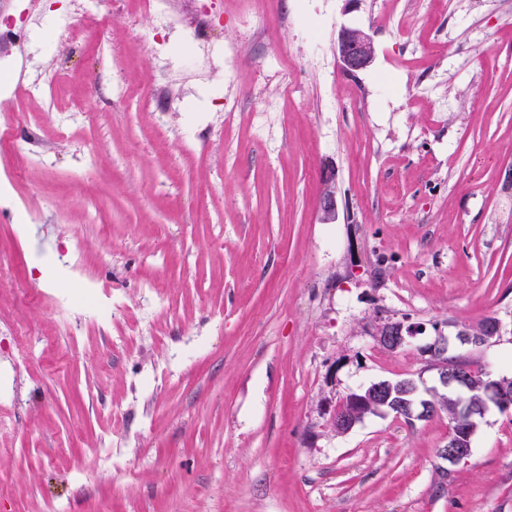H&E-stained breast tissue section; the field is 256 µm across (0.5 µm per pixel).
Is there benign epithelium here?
Returning <instances> with one entry per match:
<instances>
[{
	"mask_svg": "<svg viewBox=\"0 0 512 512\" xmlns=\"http://www.w3.org/2000/svg\"><path fill=\"white\" fill-rule=\"evenodd\" d=\"M337 50L342 68L354 74L367 69L373 62L375 46L371 36L364 30L354 26L341 27L338 34ZM505 333L502 322L493 317L475 327L462 326L457 328L454 341L462 346H482L493 339H501ZM420 334V329L403 322L385 320L377 328V342L386 350L394 352L412 343ZM449 340L434 345L431 352L436 356L435 367L439 368L438 384L442 392H462L480 389L481 402L477 406H464L456 409V424L473 432L484 418L486 410L496 407L502 411L512 407V386H507L497 377L485 379L475 376L473 371L462 366L460 368L448 364ZM384 400L383 386L368 384L351 392L330 420V427L340 433L350 432L358 423L361 413ZM472 449L457 439V434L448 436V444L441 449L440 455L450 463H458L470 456Z\"/></svg>",
	"mask_w": 512,
	"mask_h": 512,
	"instance_id": "benign-epithelium-1",
	"label": "benign epithelium"
}]
</instances>
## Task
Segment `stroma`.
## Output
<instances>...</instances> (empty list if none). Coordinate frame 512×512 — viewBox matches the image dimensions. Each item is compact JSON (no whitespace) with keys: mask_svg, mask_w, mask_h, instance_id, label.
Returning <instances> with one entry per match:
<instances>
[{"mask_svg":"<svg viewBox=\"0 0 512 512\" xmlns=\"http://www.w3.org/2000/svg\"><path fill=\"white\" fill-rule=\"evenodd\" d=\"M223 2L211 77L101 0L99 30L25 46L48 94L0 97L40 143L0 148V512H512V409L455 465L443 411L329 425L359 385L435 387L438 337L512 323V0H264L261 32ZM344 25L375 44L355 74ZM75 234L111 315L45 268ZM386 319L423 332L386 351ZM448 353L512 379V340ZM337 50L342 68L350 74L367 69L373 62L375 46L371 36L354 26L341 27ZM176 93L171 81L158 84L143 102V107L150 112H169Z\"/></svg>","mask_w":512,"mask_h":512,"instance_id":"stroma-1","label":"stroma"}]
</instances>
